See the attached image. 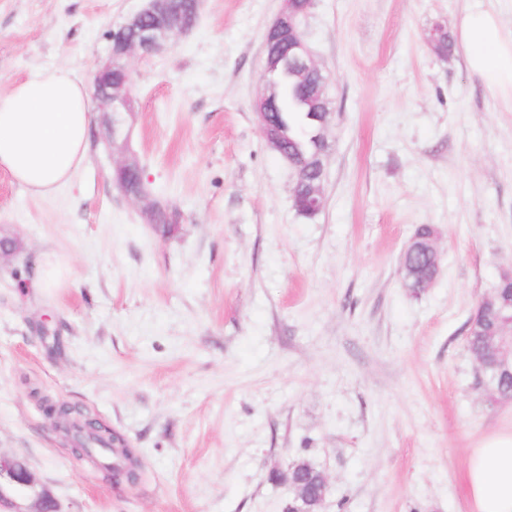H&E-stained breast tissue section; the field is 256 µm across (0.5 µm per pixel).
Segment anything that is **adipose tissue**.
I'll list each match as a JSON object with an SVG mask.
<instances>
[{
  "label": "adipose tissue",
  "instance_id": "1",
  "mask_svg": "<svg viewBox=\"0 0 512 512\" xmlns=\"http://www.w3.org/2000/svg\"><path fill=\"white\" fill-rule=\"evenodd\" d=\"M459 38L472 72L512 97V34H504L497 13H466ZM90 95L86 81L59 66L31 71L0 97V170L24 193L51 196L84 164ZM465 479L471 512H512V426L471 449Z\"/></svg>",
  "mask_w": 512,
  "mask_h": 512
}]
</instances>
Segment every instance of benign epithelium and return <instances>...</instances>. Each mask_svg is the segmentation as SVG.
I'll list each match as a JSON object with an SVG mask.
<instances>
[{
  "label": "benign epithelium",
  "mask_w": 512,
  "mask_h": 512,
  "mask_svg": "<svg viewBox=\"0 0 512 512\" xmlns=\"http://www.w3.org/2000/svg\"><path fill=\"white\" fill-rule=\"evenodd\" d=\"M200 5L201 0H143L140 10L126 17L110 32L109 58L99 63L95 71L92 97L100 112L104 143L108 150L119 155L113 167L112 181L126 199L141 204V212L148 224L155 223L160 211L174 224L175 213L168 205L151 198L143 184L139 160L129 148L134 103L127 87L128 78L113 79V69L118 61L127 64L135 57L146 58L159 53L177 37L189 33L198 18ZM311 5L312 0H283L280 13L265 33V41L286 48V53L279 56L264 53L263 90L255 100L261 134L274 151H283V137L269 122L270 112L275 108L273 74L291 60L311 103L320 104L327 92V79L300 27L301 18L308 13ZM311 75L318 76V80L309 84L307 78ZM303 201L308 210L319 211L322 205L321 186H307ZM511 350L512 336H492L486 344V355L499 361L503 360L505 352ZM303 471V466L295 462L288 465L286 470L277 472L278 480L288 483L294 492L292 502L285 505L283 512H312L304 508L311 501L316 503L317 512H322L327 489L326 476L318 472L316 487L313 488ZM1 507L6 512H60L52 496L46 490L38 489V481L25 461L2 455Z\"/></svg>",
  "instance_id": "obj_1"
}]
</instances>
